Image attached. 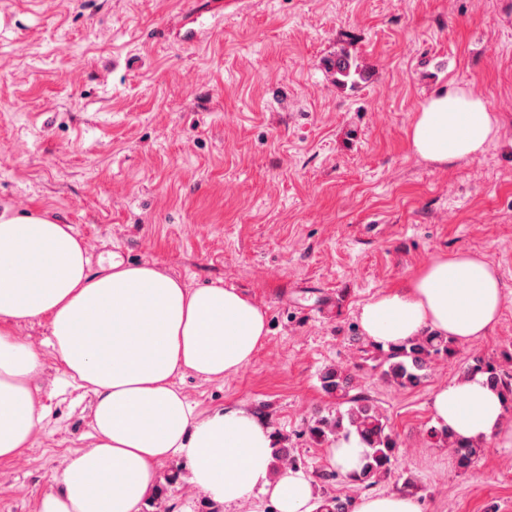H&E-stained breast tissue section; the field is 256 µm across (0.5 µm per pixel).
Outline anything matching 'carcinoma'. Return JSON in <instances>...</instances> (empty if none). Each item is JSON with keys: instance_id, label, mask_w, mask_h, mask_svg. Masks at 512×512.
Wrapping results in <instances>:
<instances>
[{"instance_id": "carcinoma-1", "label": "carcinoma", "mask_w": 512, "mask_h": 512, "mask_svg": "<svg viewBox=\"0 0 512 512\" xmlns=\"http://www.w3.org/2000/svg\"><path fill=\"white\" fill-rule=\"evenodd\" d=\"M454 355L453 341L443 336L424 335L412 338L381 354L378 368L383 378L398 388L416 387L427 377L431 364L439 357ZM469 374H480L486 384L512 399V374L497 369L494 363L482 357L473 358L467 368ZM323 390L338 398L348 399L345 411H336L316 418L310 434L319 441L357 434L365 444L364 465L361 472L349 482L357 489L374 485L388 473L398 448L397 438L388 420L360 397H349L354 376L336 366L321 375ZM430 437L452 448L457 466L463 470L474 467L482 458L484 448L478 444L461 441L447 429L434 428Z\"/></svg>"}]
</instances>
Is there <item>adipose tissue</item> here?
Masks as SVG:
<instances>
[{
    "label": "adipose tissue",
    "instance_id": "obj_1",
    "mask_svg": "<svg viewBox=\"0 0 512 512\" xmlns=\"http://www.w3.org/2000/svg\"><path fill=\"white\" fill-rule=\"evenodd\" d=\"M499 133L481 97L457 85L428 98L408 132L424 160L451 165L477 157ZM503 291L485 255H440L405 287L361 305L364 336L382 348L425 334L465 342L499 320ZM47 321L67 383L94 396L93 445L72 453L51 478L38 512H141L174 456L189 483L227 508L268 496L278 512H318L302 472H273V437L252 412L199 414L176 387L190 372L221 379L249 363L268 334L266 315L238 288H197L151 262L113 256L91 264L73 227L48 211L0 214V460L31 445L45 417L32 379L40 356L14 328ZM506 402L481 375L460 374L435 389L432 421L478 443L505 430Z\"/></svg>",
    "mask_w": 512,
    "mask_h": 512
}]
</instances>
